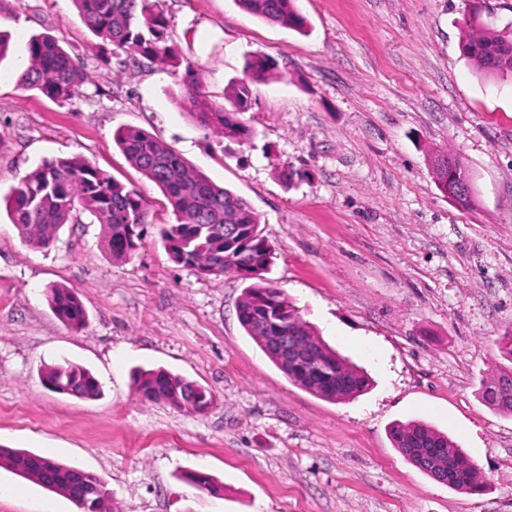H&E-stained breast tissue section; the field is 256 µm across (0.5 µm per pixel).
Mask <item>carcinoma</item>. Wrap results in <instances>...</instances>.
Returning a JSON list of instances; mask_svg holds the SVG:
<instances>
[{
  "mask_svg": "<svg viewBox=\"0 0 512 512\" xmlns=\"http://www.w3.org/2000/svg\"><path fill=\"white\" fill-rule=\"evenodd\" d=\"M86 27L112 46L120 67L165 60L185 66L184 98L196 122L220 136L248 140L254 130L239 118L251 98V85L266 79L268 61H247L246 79L230 85L224 95L228 105L211 99L201 77L191 64H182L176 48L168 44V18L159 0H72ZM247 12L298 32L308 28L295 0H238ZM462 56L482 76L512 82V30L483 27L460 41ZM29 66L18 77L25 91H36L55 102H66L80 94L86 83L82 62L71 56L53 36L42 33L28 42ZM113 140L130 164L164 193L174 224H161L157 233L172 260L206 275L234 273L248 282L237 307L239 322L271 361L276 354L265 344L271 336H297L315 351V360L301 371H282L295 385L329 401L356 398L367 390L369 379L346 358L336 355L314 327L305 321L288 296L265 277L272 265V249L250 204L234 192L217 185L191 167L179 153L152 135L134 128H120ZM5 208L20 239L35 248H48L66 224L81 223L87 213L102 227L103 239L114 259L133 257L147 235L148 212L144 197L112 178L82 157L43 161L28 173L10 194ZM50 308L65 325L81 330L87 314L80 298L70 289L53 286L46 290ZM51 389L76 398H94L101 392L98 380L85 367L67 363L41 369ZM136 390L142 400L164 402L176 409L203 414L213 395L206 388L165 369H137ZM495 411L512 416V402L483 393ZM395 448L413 466L431 476L446 469L448 488L461 493L483 489L479 471L468 456L432 426L413 421L390 429ZM40 487L66 495L79 512H109L104 483L76 465L56 462L20 449L0 447V468ZM185 480L197 489L218 492L216 481L201 473Z\"/></svg>",
  "mask_w": 512,
  "mask_h": 512,
  "instance_id": "1",
  "label": "carcinoma"
}]
</instances>
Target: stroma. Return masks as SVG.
I'll use <instances>...</instances> for the list:
<instances>
[{"instance_id": "35a3bbf8", "label": "stroma", "mask_w": 512, "mask_h": 512, "mask_svg": "<svg viewBox=\"0 0 512 512\" xmlns=\"http://www.w3.org/2000/svg\"><path fill=\"white\" fill-rule=\"evenodd\" d=\"M168 36L215 100L248 57L271 63L242 121L219 138L189 115L181 78L160 63L115 75L71 0H22L0 15V197L43 160L80 156L175 217L116 146L136 127L243 197L274 252L270 279L372 387L330 402L295 386L240 326L244 281L201 276L147 236L112 259L99 224L65 225L54 246L24 244L0 208V447L75 464L117 512H512V416L483 386L511 363L512 84L477 77L460 52L463 20L512 28V0H298L297 32L237 0H161ZM36 33L86 65L79 96L18 87ZM472 176L475 201L443 194L436 154ZM293 170L292 181L281 177ZM82 300L65 326L47 288ZM92 371L88 400L45 388L39 371ZM164 368L210 390L204 414L142 401L135 369ZM425 421L477 465L482 491L441 484L393 447L390 427ZM202 472L214 495L187 484ZM76 512L65 496L0 468V512ZM46 297L57 318L75 330L87 324V314L80 298L69 288L53 286L47 288Z\"/></svg>"}]
</instances>
